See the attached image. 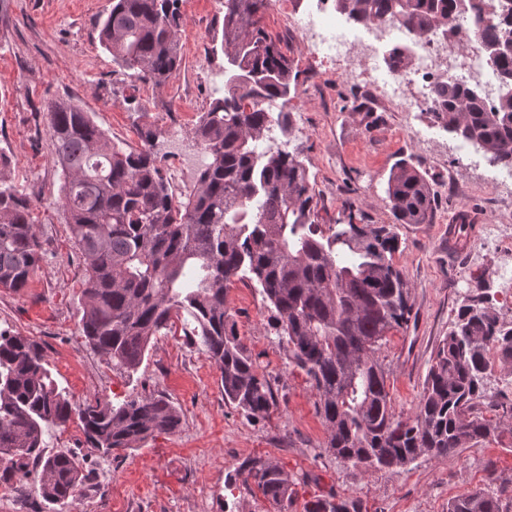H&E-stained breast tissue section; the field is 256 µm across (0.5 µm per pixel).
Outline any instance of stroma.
I'll return each mask as SVG.
<instances>
[{"label":"stroma","instance_id":"35a3bbf8","mask_svg":"<svg viewBox=\"0 0 512 512\" xmlns=\"http://www.w3.org/2000/svg\"><path fill=\"white\" fill-rule=\"evenodd\" d=\"M112 0H11L0 25L1 175L32 201L43 259L27 288H0V330L36 341L53 374L76 404L100 397L114 402L165 394L182 417L180 431L159 435L127 455L100 456L77 423L44 436L52 452L86 457L88 481L70 512H277L258 488L235 479L251 458L280 466L295 481L288 512H304L328 493L358 501L361 512H448V502L487 488L489 475L512 482V434L445 456L364 471L326 452L318 397L306 376L289 365L273 330L274 314L259 292L235 282L228 306L240 338L270 380L277 406L249 419L225 404L220 373L202 345H188L182 323L153 339L138 372L112 370L89 349L81 330L85 261L76 249L62 176L54 164L45 106L69 100L89 112L106 136L126 149L142 145L150 123L164 173L182 164L173 145L194 137L200 112L224 94V55L213 52L224 27L221 0H179L182 65L162 86L135 82L99 43ZM263 23L298 74L287 105L289 133L273 129L272 146L287 145L309 170L319 222L328 226L353 207L367 224H390L398 237L394 265L412 285V312L380 351L396 416L413 417L439 342L447 336L465 295L485 280L503 285L500 257L486 245L493 225L512 224V201L486 178L489 161L465 165L454 137L418 124V144L400 136L405 115L374 109L364 90L324 73L294 26L276 9ZM417 165L435 193L431 223L399 224L385 193L400 161Z\"/></svg>","mask_w":512,"mask_h":512}]
</instances>
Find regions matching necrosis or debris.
<instances>
[{"label":"necrosis or debris","mask_w":512,"mask_h":512,"mask_svg":"<svg viewBox=\"0 0 512 512\" xmlns=\"http://www.w3.org/2000/svg\"><path fill=\"white\" fill-rule=\"evenodd\" d=\"M309 2L297 28L316 62L344 83L366 86L376 101L410 115L431 114L442 109L439 88L452 82L475 90L486 107L497 105L502 80L481 33L499 16L457 10L451 24L414 37L398 18L353 23L335 0Z\"/></svg>","instance_id":"1"}]
</instances>
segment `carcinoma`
Returning <instances> with one entry per match:
<instances>
[{
  "label": "carcinoma",
  "mask_w": 512,
  "mask_h": 512,
  "mask_svg": "<svg viewBox=\"0 0 512 512\" xmlns=\"http://www.w3.org/2000/svg\"><path fill=\"white\" fill-rule=\"evenodd\" d=\"M355 22L390 15L421 32L448 22L466 0H337ZM270 0H224V96L200 114L194 135L211 162L181 201L153 154L154 133L141 131L143 147L126 151L109 141L90 113L76 104H47L48 129L61 169V192L70 231L86 263L82 334L112 369L132 375L151 339L172 330L187 312L220 372L224 402L248 418L276 406L270 381L259 372L238 336L227 306L230 285L248 280L279 316L277 336L288 362L316 390V411L327 432L323 445L354 467L407 466L496 438L501 423L487 419L484 380L489 351L511 367L512 319L492 303L487 287L468 296L438 345L415 416L392 409L386 372L378 358L387 336L407 324L411 284L392 261L396 234L386 225L361 224L354 212L323 232L307 168L297 153L259 150L273 126L291 127L289 112L272 116L267 102L288 103L298 76L279 43L262 25ZM178 0H112L100 44L128 76L155 85L182 64ZM512 20L483 30L494 44ZM500 71L501 102L488 109L478 94L442 86V128L479 146L490 161L512 160V55L492 59ZM387 198L401 224H428L432 187L414 165L390 172ZM31 200L0 178V288L20 291L42 261L31 219ZM77 417L87 444L109 456L136 450L160 434H176L182 419L161 396L120 403L96 398L73 407L54 378L42 348L0 332V486L15 489L39 479L46 512H67L86 479L78 455L48 453L43 435ZM263 496L288 509L294 482L262 458L236 471ZM304 512H360L355 500L318 496ZM448 512H512V492L470 491L452 498Z\"/></svg>",
  "instance_id": "carcinoma-1"
}]
</instances>
